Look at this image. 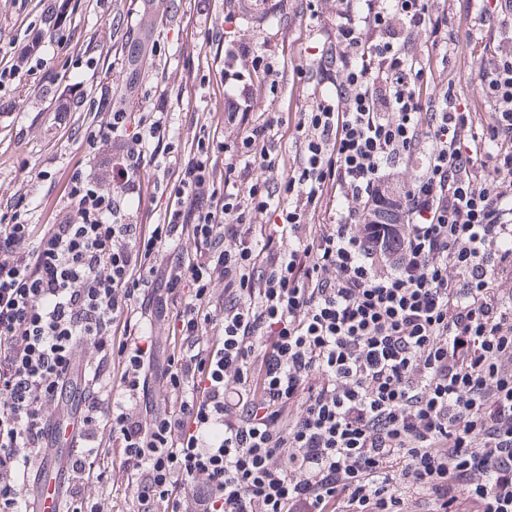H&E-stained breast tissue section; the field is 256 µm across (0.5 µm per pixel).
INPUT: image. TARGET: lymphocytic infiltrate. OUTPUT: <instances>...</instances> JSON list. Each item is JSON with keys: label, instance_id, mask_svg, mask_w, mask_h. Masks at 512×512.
<instances>
[{"label": "lymphocytic infiltrate", "instance_id": "1", "mask_svg": "<svg viewBox=\"0 0 512 512\" xmlns=\"http://www.w3.org/2000/svg\"><path fill=\"white\" fill-rule=\"evenodd\" d=\"M310 18L313 107L230 44L183 158L162 113H94L68 212L0 224V512L72 433L115 456L74 457L70 512H512V0Z\"/></svg>", "mask_w": 512, "mask_h": 512}]
</instances>
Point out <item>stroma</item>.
I'll return each mask as SVG.
<instances>
[{"instance_id": "35a3bbf8", "label": "stroma", "mask_w": 512, "mask_h": 512, "mask_svg": "<svg viewBox=\"0 0 512 512\" xmlns=\"http://www.w3.org/2000/svg\"><path fill=\"white\" fill-rule=\"evenodd\" d=\"M177 2L176 21L157 27V51L139 71L135 111L167 113L169 123L183 136H190L194 113L210 111L221 95L219 85L207 82L208 70L218 63L220 54L218 46L207 42L214 32L230 40L249 39L284 58L276 105L286 108L296 78L292 58L297 48H305L310 55L321 48L301 23L303 0H269L274 15L265 23L246 18L238 0ZM116 24L136 35L145 21L131 0H90L87 10L77 13L70 25L49 32L39 59L29 69L0 88V220H10V206L20 195L28 203L23 217L30 224L45 223L65 207L67 175L86 156L75 133L59 125L39 86L61 77L87 89L125 85L129 70L115 61L113 40L108 36ZM43 27L42 13L33 0H0V40L4 43L20 45ZM90 29L104 34L93 58L75 50Z\"/></svg>"}]
</instances>
